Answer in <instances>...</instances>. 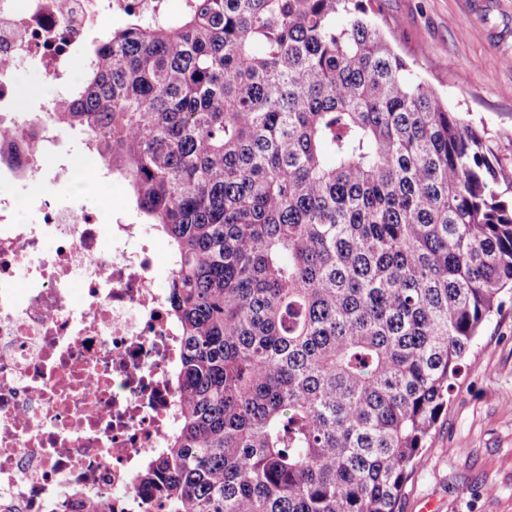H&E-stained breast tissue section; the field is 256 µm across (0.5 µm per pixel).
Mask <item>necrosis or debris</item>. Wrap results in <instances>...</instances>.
<instances>
[{"instance_id": "obj_1", "label": "necrosis or debris", "mask_w": 512, "mask_h": 512, "mask_svg": "<svg viewBox=\"0 0 512 512\" xmlns=\"http://www.w3.org/2000/svg\"><path fill=\"white\" fill-rule=\"evenodd\" d=\"M165 0H0V187H25L38 222L0 197V512H157L135 480L175 424L170 371L181 354L147 230L102 222L73 194L104 178L100 162L41 156L56 131L15 109V66L34 61L66 97L70 61L100 18L157 11Z\"/></svg>"}]
</instances>
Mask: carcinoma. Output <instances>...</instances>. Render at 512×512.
I'll return each instance as SVG.
<instances>
[{
	"label": "carcinoma",
	"instance_id": "1",
	"mask_svg": "<svg viewBox=\"0 0 512 512\" xmlns=\"http://www.w3.org/2000/svg\"><path fill=\"white\" fill-rule=\"evenodd\" d=\"M372 0L131 13L37 113L125 180L175 259L161 512H396L512 291V171Z\"/></svg>",
	"mask_w": 512,
	"mask_h": 512
}]
</instances>
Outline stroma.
<instances>
[{"instance_id": "1", "label": "stroma", "mask_w": 512, "mask_h": 512, "mask_svg": "<svg viewBox=\"0 0 512 512\" xmlns=\"http://www.w3.org/2000/svg\"><path fill=\"white\" fill-rule=\"evenodd\" d=\"M397 52L512 168V0H379ZM396 512H512V298L481 329Z\"/></svg>"}]
</instances>
